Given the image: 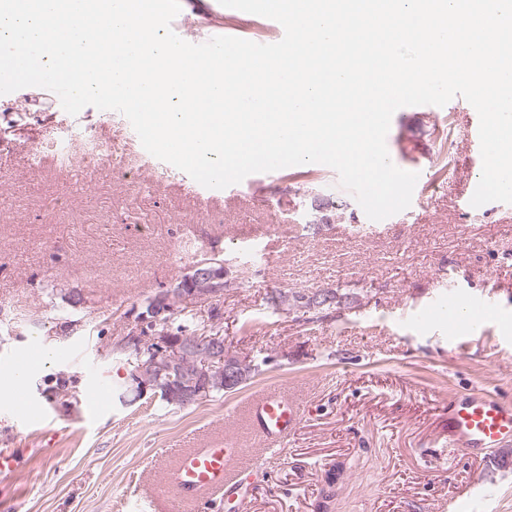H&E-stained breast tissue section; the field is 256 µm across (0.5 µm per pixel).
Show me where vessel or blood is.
Returning <instances> with one entry per match:
<instances>
[{
    "mask_svg": "<svg viewBox=\"0 0 512 512\" xmlns=\"http://www.w3.org/2000/svg\"><path fill=\"white\" fill-rule=\"evenodd\" d=\"M245 437H222L213 444L178 453L169 473L170 512L223 493L224 487L253 466L263 450L282 447L298 426L302 406L279 387L254 395L247 406ZM512 444V402L485 393L448 401L450 453L481 461L489 451Z\"/></svg>",
    "mask_w": 512,
    "mask_h": 512,
    "instance_id": "1",
    "label": "vessel or blood"
}]
</instances>
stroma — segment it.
Instances as JSON below:
<instances>
[{
    "mask_svg": "<svg viewBox=\"0 0 512 512\" xmlns=\"http://www.w3.org/2000/svg\"><path fill=\"white\" fill-rule=\"evenodd\" d=\"M171 28L188 42L284 33L219 0H181ZM471 118L462 98L394 113L390 159L421 181L371 233L326 165L249 177L204 210L187 173L139 157L123 114L73 116L40 87L0 95V369L45 350L24 406L0 401V452L19 459L0 473V512H164L162 449L234 432L239 408L271 385L301 394L305 418L241 490L195 512H450L479 469L493 498L475 512H512V448L482 466L443 452L449 396L512 399V204H470ZM317 195L345 207L316 230ZM212 250L242 261L222 334L264 361L261 374L190 408L125 404L130 367L113 343L147 296ZM327 288L350 302L325 317L267 304L275 290ZM100 385L105 399L89 403Z\"/></svg>",
    "mask_w": 512,
    "mask_h": 512,
    "instance_id": "35a3bbf8",
    "label": "stroma"
}]
</instances>
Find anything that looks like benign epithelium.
Masks as SVG:
<instances>
[{
	"instance_id": "1",
	"label": "benign epithelium",
	"mask_w": 512,
	"mask_h": 512,
	"mask_svg": "<svg viewBox=\"0 0 512 512\" xmlns=\"http://www.w3.org/2000/svg\"><path fill=\"white\" fill-rule=\"evenodd\" d=\"M232 284L224 264L217 267L196 264L190 268L187 280L169 286L150 308L138 313L135 330L115 346L121 352L134 346L139 351L147 350L150 355L149 362L132 364L129 374L132 402L161 390L178 403H200L215 381L224 382L231 390L241 383L246 376L243 370L246 361L225 347L224 337L150 335V329L163 323L164 315L174 313L172 297H177L181 305L191 307L219 300L224 296V289Z\"/></svg>"
}]
</instances>
